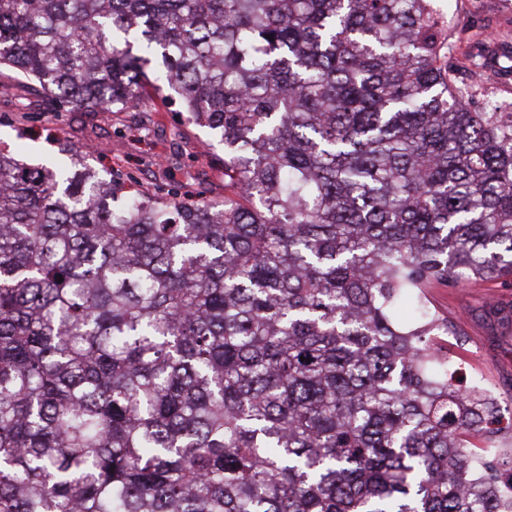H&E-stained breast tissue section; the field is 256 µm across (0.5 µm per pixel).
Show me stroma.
I'll list each match as a JSON object with an SVG mask.
<instances>
[{"label": "stroma", "instance_id": "35a3bbf8", "mask_svg": "<svg viewBox=\"0 0 512 512\" xmlns=\"http://www.w3.org/2000/svg\"><path fill=\"white\" fill-rule=\"evenodd\" d=\"M449 32L453 56L477 52L462 36L484 25L497 44L512 47V0H434ZM137 112L46 111L41 95L0 87V144L38 161L56 154V138L77 147L100 145L93 163L133 181L146 194H166L170 185L206 199L224 196V147L207 129L186 124L177 103L147 93ZM493 102L512 112V73L489 66L471 98L473 107ZM434 306L456 328L448 355L462 369L465 384L487 389L503 417H512V280L498 279L430 289Z\"/></svg>", "mask_w": 512, "mask_h": 512}]
</instances>
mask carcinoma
<instances>
[{"mask_svg": "<svg viewBox=\"0 0 512 512\" xmlns=\"http://www.w3.org/2000/svg\"><path fill=\"white\" fill-rule=\"evenodd\" d=\"M150 72L223 199L0 148V512H512V418L426 297L512 278V112L431 0H0L49 112ZM500 69L492 64L484 71L471 98L473 107L482 108L489 101L501 107V112H512V73Z\"/></svg>", "mask_w": 512, "mask_h": 512, "instance_id": "cac0c4a2", "label": "carcinoma"}]
</instances>
